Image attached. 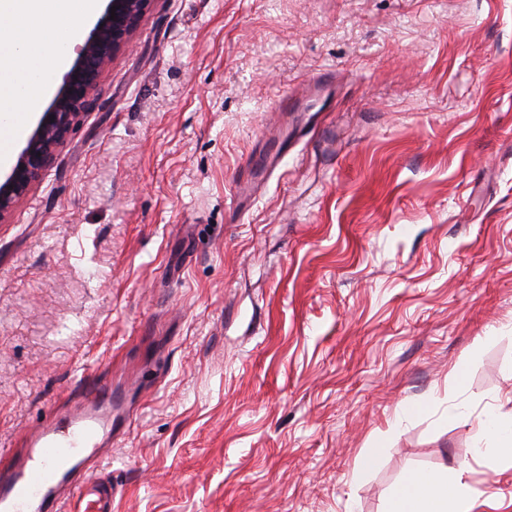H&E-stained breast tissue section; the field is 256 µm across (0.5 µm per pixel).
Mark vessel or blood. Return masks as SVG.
Instances as JSON below:
<instances>
[{
  "instance_id": "vessel-or-blood-1",
  "label": "vessel or blood",
  "mask_w": 512,
  "mask_h": 512,
  "mask_svg": "<svg viewBox=\"0 0 512 512\" xmlns=\"http://www.w3.org/2000/svg\"><path fill=\"white\" fill-rule=\"evenodd\" d=\"M112 390L88 381L59 425L47 416L23 459L0 473V512H112V487L90 469L112 446Z\"/></svg>"
}]
</instances>
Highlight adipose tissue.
I'll return each instance as SVG.
<instances>
[{"label": "adipose tissue", "mask_w": 512, "mask_h": 512, "mask_svg": "<svg viewBox=\"0 0 512 512\" xmlns=\"http://www.w3.org/2000/svg\"><path fill=\"white\" fill-rule=\"evenodd\" d=\"M100 0H0V122L12 128L41 108L52 71L62 68ZM483 458L512 456V417L488 415L476 438ZM469 485L447 473L408 474L386 512H472Z\"/></svg>", "instance_id": "ef3b65f1"}]
</instances>
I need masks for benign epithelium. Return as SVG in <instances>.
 <instances>
[{
	"label": "benign epithelium",
	"mask_w": 512,
	"mask_h": 512,
	"mask_svg": "<svg viewBox=\"0 0 512 512\" xmlns=\"http://www.w3.org/2000/svg\"><path fill=\"white\" fill-rule=\"evenodd\" d=\"M152 0H108L71 69L63 76L52 101L42 112L24 149L5 179L0 180V221L32 188L54 159L113 56L130 40ZM116 11H111V8Z\"/></svg>",
	"instance_id": "7a95c632"
}]
</instances>
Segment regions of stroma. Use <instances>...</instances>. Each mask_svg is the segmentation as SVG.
<instances>
[{
    "mask_svg": "<svg viewBox=\"0 0 512 512\" xmlns=\"http://www.w3.org/2000/svg\"><path fill=\"white\" fill-rule=\"evenodd\" d=\"M86 379L112 512H512V0H153L0 221V466ZM475 454L483 458L512 456L511 416L487 415L477 434ZM469 485L460 477L448 480V471L410 473L392 493L386 512H472Z\"/></svg>",
    "mask_w": 512,
    "mask_h": 512,
    "instance_id": "35a3bbf8",
    "label": "stroma"
}]
</instances>
